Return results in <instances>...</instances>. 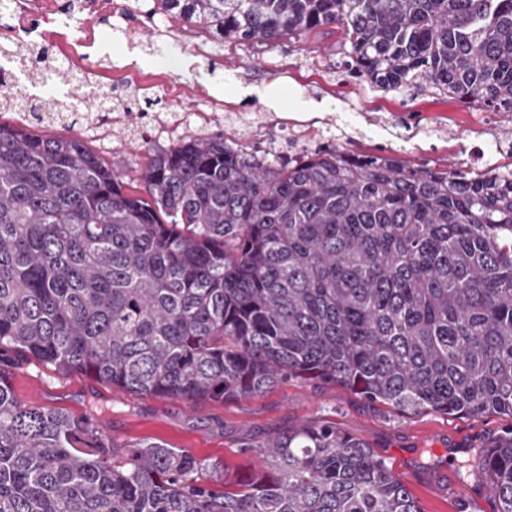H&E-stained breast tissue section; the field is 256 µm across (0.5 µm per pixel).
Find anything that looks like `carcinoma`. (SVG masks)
Instances as JSON below:
<instances>
[{
  "label": "carcinoma",
  "mask_w": 512,
  "mask_h": 512,
  "mask_svg": "<svg viewBox=\"0 0 512 512\" xmlns=\"http://www.w3.org/2000/svg\"><path fill=\"white\" fill-rule=\"evenodd\" d=\"M220 42L333 27L346 76L512 112V0H153ZM0 122V512H422L331 423L215 487L179 448L111 457L101 420L26 405L35 359L132 394L225 400L282 380L401 414L512 418V170L405 168L224 132L152 152L140 190L80 139ZM512 512V428L462 465Z\"/></svg>",
  "instance_id": "obj_1"
}]
</instances>
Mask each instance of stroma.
Returning a JSON list of instances; mask_svg holds the SVG:
<instances>
[{"instance_id":"1","label":"stroma","mask_w":512,"mask_h":512,"mask_svg":"<svg viewBox=\"0 0 512 512\" xmlns=\"http://www.w3.org/2000/svg\"><path fill=\"white\" fill-rule=\"evenodd\" d=\"M148 7V0H132L125 18L94 17L108 51L90 53L81 62L89 84L80 91V109L94 107L106 77L143 72L165 78L164 86L151 92L156 111L188 120L205 99L223 101V110L206 127L210 133L240 132L276 148L288 130L267 121V113L298 112L317 119L322 128L340 127L338 142L345 149L360 154L382 150L407 166L445 170L456 165L485 172L506 165L502 156L482 148L512 140L511 116L423 89L384 94L340 76L347 49L338 33L319 29L300 43L223 45L177 20L159 16L154 24L142 25ZM126 27L137 32L134 44L119 35ZM47 132L84 140L122 166L134 187L147 149L161 144L155 130L138 121L128 129L111 125L101 135L80 124L54 125ZM11 382L17 399L27 405L77 417L102 408L101 420L117 458L129 455L135 443L158 440L232 479L263 466L258 443L328 421L366 441L422 512L495 510L486 493L463 483L460 464L505 426V419L496 415L470 418L429 411L406 416L343 386L294 378L226 402L126 393L85 376L58 374L35 361L13 369Z\"/></svg>"}]
</instances>
